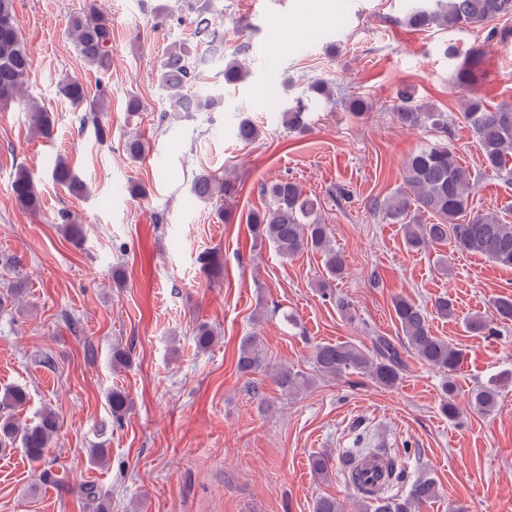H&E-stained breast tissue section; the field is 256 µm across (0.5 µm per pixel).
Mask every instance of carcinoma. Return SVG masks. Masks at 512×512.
<instances>
[{"label": "carcinoma", "instance_id": "carcinoma-1", "mask_svg": "<svg viewBox=\"0 0 512 512\" xmlns=\"http://www.w3.org/2000/svg\"><path fill=\"white\" fill-rule=\"evenodd\" d=\"M220 0H180L177 10L167 7L156 10L155 20L166 24L194 26V36L209 44L224 41V29L214 25L212 17L219 11ZM512 11V0H432L430 6H416L405 17L413 28L436 27L455 31L475 28L489 23ZM71 35L77 53L90 66L100 71L110 69L112 62V23L90 6L71 23ZM195 52L186 42L173 45L165 54L158 70L160 85L172 97L175 112H208L218 108L222 96L200 86V74L195 62ZM33 58L21 38L15 19L14 0H0V107H8L20 98V91L32 70ZM224 83L237 84L247 77V71L238 59V53L229 55L222 69ZM455 77L462 86L475 83L478 72L470 56L455 65ZM316 102L334 100V90L323 80L313 81L307 88ZM59 93L74 107L88 110L86 119L94 128L96 138L105 143L111 135L99 114L106 111V92L98 90L90 95L80 81L65 78L60 82ZM346 110L355 116L373 111L374 104L367 98L352 94L345 98ZM31 131L48 137L53 122L48 112L37 105L25 107ZM394 120L408 129L431 128L441 133L440 139L426 143L414 151L404 162L402 187L383 198L375 197L368 203L373 214L388 224H399L404 231V242L412 251L427 250L434 246L448 245L455 251L477 253L492 262L512 268V224H507L495 212L471 213L470 203L474 184L458 164L452 148L448 146V118L425 104L414 100L406 88L396 91L391 103L384 107ZM309 104L298 99L281 111L282 124L291 132L308 129ZM461 117L471 129L484 167L499 173L512 158V109H488L473 97L464 105ZM237 139L254 142L258 128L247 119L239 121ZM126 154L134 161L147 153V143L140 135L127 138ZM53 179L74 195L86 191V185L75 174L65 159L57 161ZM237 187L230 178L219 179L210 173L199 174L192 184L194 195L214 208L218 220H229L232 211L226 206ZM13 196L18 205L35 215L39 212V198L33 178L24 166L17 169L12 183ZM267 202L261 210L246 217L254 237L273 245L284 258L303 252H318L326 275L330 279L345 274L344 256L331 244L327 225L317 216V202L305 194L303 188L290 180H277L263 187ZM434 222L419 220L423 215ZM393 312L399 335L406 339L403 347L421 362L453 373L462 362V352L452 343L433 334L431 314L420 305L405 298L393 300ZM512 322V295L497 297L489 317L474 315L465 322L472 333L497 334L494 322ZM313 369L317 375L339 378L347 374H361L379 387L392 388L399 384L406 362L396 344L384 336L372 338V348H363L350 342L320 344L313 353ZM238 371L258 374L268 371L266 354L256 336H246L239 345ZM274 381L284 394L293 395L306 388L311 378L286 366L274 373ZM499 385H479L470 392L469 404L478 413L491 414L498 403ZM27 401V391L22 387L4 389L0 395V448H20L29 462L45 461L47 448L62 427V418L56 410L46 407L36 414L32 422L17 415ZM112 418L120 423L127 413L130 400L121 390L109 396ZM437 495L435 480L425 473L412 479L406 496H382L358 502V512H421Z\"/></svg>", "mask_w": 512, "mask_h": 512}]
</instances>
